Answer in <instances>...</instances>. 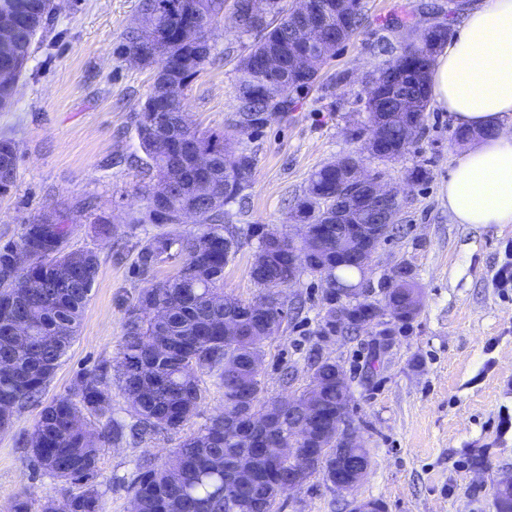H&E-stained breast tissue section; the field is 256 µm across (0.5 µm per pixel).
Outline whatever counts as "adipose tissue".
Here are the masks:
<instances>
[{
    "label": "adipose tissue",
    "instance_id": "1",
    "mask_svg": "<svg viewBox=\"0 0 512 512\" xmlns=\"http://www.w3.org/2000/svg\"><path fill=\"white\" fill-rule=\"evenodd\" d=\"M435 103L456 126L489 130L448 176V210L460 224H512V0H482L438 54Z\"/></svg>",
    "mask_w": 512,
    "mask_h": 512
}]
</instances>
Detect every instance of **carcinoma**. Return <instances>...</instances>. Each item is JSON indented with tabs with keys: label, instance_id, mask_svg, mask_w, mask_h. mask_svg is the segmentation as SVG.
<instances>
[{
	"label": "carcinoma",
	"instance_id": "cac0c4a2",
	"mask_svg": "<svg viewBox=\"0 0 512 512\" xmlns=\"http://www.w3.org/2000/svg\"><path fill=\"white\" fill-rule=\"evenodd\" d=\"M256 0H235L249 27L242 34H260L238 65V106L232 126L249 135L277 115L287 112L293 94L312 86L317 71L299 76L292 58L306 35L283 13L282 0H265L257 11ZM0 6L27 19L12 44L0 49V95L8 93L6 78L23 73L29 50L44 20L52 12L49 0H0ZM140 13L155 17L160 30L159 47H148L132 29L122 52L141 51V63L169 69L180 91L209 59L214 45L210 35L224 16V0H140ZM451 36L448 25L418 31L402 51L365 84V108L382 122L385 162L401 157L425 130L430 103L429 72L437 47ZM274 54L277 70H265L258 60ZM149 111L151 125L138 119L139 146L146 157V172L155 180L147 206L135 224H154L162 231L138 246L136 265L149 276L176 255L184 256L191 274L182 271L142 289L137 302L126 310L118 365H100L80 376L71 394L40 412L29 452L34 465L53 477L83 483L84 489L57 503L46 501L41 512H102L98 488L89 483L97 475L99 452L106 442L125 433L143 439L160 431L177 430L196 412L201 395L197 372L217 376L224 389V408L241 404L260 408V419L245 415L234 424L220 413L202 431L180 443L168 463L150 461L139 468L131 485L130 512H228L224 484L232 486L236 512H273L281 486L288 483V465L300 453L288 451L277 461L257 452L265 440L288 447V436L273 424L299 423L304 410L274 401H261L260 374L251 359L262 355L254 337L265 323L257 320L251 302L224 294V268L237 251L238 239L226 226L225 207L241 198L252 178L255 158L246 150L224 144V137L183 125L181 100L168 99L163 86L153 83L141 111ZM210 160L208 172L196 165L197 157ZM18 145L0 140V193L14 186ZM348 171L325 165L312 173L309 184L291 208L302 224L336 223V203L349 196ZM197 210V229L185 231L181 213ZM399 210L370 212L365 223L395 230ZM74 224L62 215L56 224H24L18 238L0 243V429L11 425L51 379L60 358L80 326L95 281L99 257L92 250H69L67 240ZM253 236L258 246L250 268L256 287L272 284L288 288L297 277L288 265V251L281 244L284 233L265 224ZM336 232L320 238L317 258L326 264L306 268L326 284L327 308L320 335L336 333V288L362 285V272L351 264H336ZM33 258L27 270L16 266L14 253ZM233 312L235 335H224V317ZM320 390L309 409L321 420V443H331L335 417L344 404L336 388V362L314 364ZM125 394L134 423L129 428L112 421V379ZM103 420L100 429L88 427L84 412ZM251 433L249 448L238 447L237 438Z\"/></svg>",
	"mask_w": 512,
	"mask_h": 512
}]
</instances>
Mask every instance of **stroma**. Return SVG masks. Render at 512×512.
Segmentation results:
<instances>
[{"label":"stroma","mask_w":512,"mask_h":512,"mask_svg":"<svg viewBox=\"0 0 512 512\" xmlns=\"http://www.w3.org/2000/svg\"><path fill=\"white\" fill-rule=\"evenodd\" d=\"M54 3L9 107L0 109V138L19 147L15 185L0 195V243L17 238L22 225L65 212L76 223L70 247L95 251L99 268L77 334L38 403L0 430V512L18 498L40 512L47 499L81 491V484L34 467L22 443L43 406L69 394L85 372L117 361L125 311L146 285L135 268L138 244L156 232L130 221L152 185L140 163L136 123L155 68L119 52L140 18V0ZM447 3L364 0L361 25L321 64L315 85L295 94L289 112L242 136L256 161L244 206L230 209L240 245L224 269L226 294L249 300L258 293L250 277L257 240L249 228L288 232L291 202L311 174L363 149L352 128L366 120V79L399 53L410 26L461 27L462 15L444 12ZM212 42L182 109L191 127L227 135L237 108L235 67L253 39L237 33L228 12ZM454 130L450 114L433 105L423 136L406 154L363 160L404 198L399 230L373 255L369 279L376 284L402 263L423 296L417 317L396 325L387 348L378 347L370 328L320 336L326 301L318 277L303 274L281 292L282 301L303 311L262 345V400L299 396L311 384L314 362H337L351 388L349 425L363 437L371 467L350 494L313 474L280 495L274 512H352L357 499L380 501L384 512H496V480L512 470V290L496 288L494 275L512 245V224L454 222L448 176L463 150ZM417 164L430 177L412 184L406 173ZM103 224L111 225L109 235L100 233ZM198 379L202 399L181 430L104 444L95 478L103 512H129L140 460L168 462L186 435L222 411L216 378L202 372Z\"/></svg>","instance_id":"obj_1"}]
</instances>
